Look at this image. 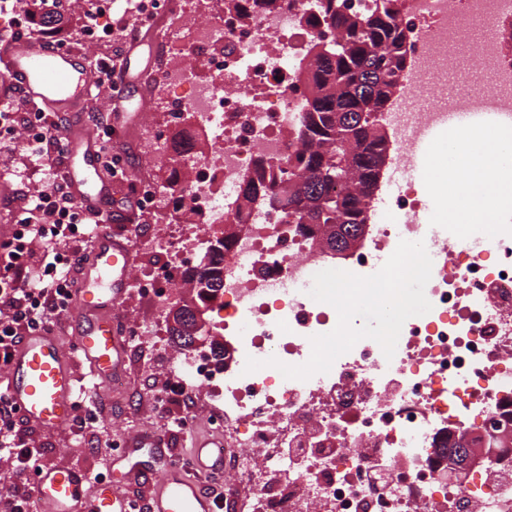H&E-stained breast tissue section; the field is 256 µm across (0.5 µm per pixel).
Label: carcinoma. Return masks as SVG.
I'll list each match as a JSON object with an SVG mask.
<instances>
[{
	"mask_svg": "<svg viewBox=\"0 0 512 512\" xmlns=\"http://www.w3.org/2000/svg\"><path fill=\"white\" fill-rule=\"evenodd\" d=\"M324 18L341 29L342 37L332 45L317 42L312 47L307 117L294 130L301 148L289 159L286 172L271 175L259 167L240 206L248 207L258 194L269 193L298 213L297 223L328 226L330 242L359 229L383 145L377 123L369 116L395 93L394 77L405 68L406 57L405 33L394 22L391 0H375L373 11L361 16L340 14L330 2ZM212 252L210 242L201 263L189 272L202 304L221 290V270L214 266Z\"/></svg>",
	"mask_w": 512,
	"mask_h": 512,
	"instance_id": "1",
	"label": "carcinoma"
}]
</instances>
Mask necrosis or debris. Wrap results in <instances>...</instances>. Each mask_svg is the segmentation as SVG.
I'll use <instances>...</instances> for the list:
<instances>
[{"instance_id":"obj_1","label":"necrosis or debris","mask_w":512,"mask_h":512,"mask_svg":"<svg viewBox=\"0 0 512 512\" xmlns=\"http://www.w3.org/2000/svg\"><path fill=\"white\" fill-rule=\"evenodd\" d=\"M406 34L407 64L394 111V166L413 163L418 141L446 118L464 116L485 142L512 115V0H393ZM323 0H178L156 43L176 56L198 48L193 66L165 68L166 127H188L214 147L207 160L185 152L182 206L204 226L243 230L224 252V301L216 328L237 357L224 371L214 412L224 426V479L261 473L279 493L256 490L243 512H512V467L496 464L467 481L447 479L436 451L456 431L491 429L512 406V225L489 206L477 224H441L422 198L443 196L451 179L411 185L376 213L362 245L337 263L300 235L287 211L236 202L257 162L287 168L300 148L289 136L304 115L297 77L320 39L312 23ZM204 19L184 30V14ZM489 78L449 87L462 39ZM134 287L161 301L196 256L179 240ZM421 283L417 300L402 280ZM382 297L405 314L387 333H369L352 304Z\"/></svg>"}]
</instances>
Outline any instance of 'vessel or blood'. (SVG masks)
<instances>
[{
  "label": "vessel or blood",
  "instance_id": "obj_1",
  "mask_svg": "<svg viewBox=\"0 0 512 512\" xmlns=\"http://www.w3.org/2000/svg\"><path fill=\"white\" fill-rule=\"evenodd\" d=\"M144 73L136 48H129L115 74L123 89L113 101L115 122L126 120L134 111ZM0 82L18 88L43 111L76 112L90 96L92 67L79 54L14 39L0 46ZM447 132L443 125L423 137L410 175L427 174L429 150ZM62 135L63 178L98 221L94 258L82 270L71 319L81 359L103 381L123 374L126 365L119 313L128 293L131 248L111 229L118 213L110 206L112 184L103 174L91 130L70 123ZM6 392L27 422L47 431L71 425L77 378L54 334L24 336L10 365ZM191 462V469L185 470L163 461L153 475L151 512H220V502L205 491L203 481L223 474V442L195 439ZM34 496L43 512H128L126 497L117 486L92 484L88 474L75 467H43L35 480Z\"/></svg>",
  "mask_w": 512,
  "mask_h": 512
}]
</instances>
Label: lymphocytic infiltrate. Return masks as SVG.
I'll list each match as a JSON object with an SVG mask.
<instances>
[{
	"label": "lymphocytic infiltrate",
	"instance_id": "obj_1",
	"mask_svg": "<svg viewBox=\"0 0 512 512\" xmlns=\"http://www.w3.org/2000/svg\"><path fill=\"white\" fill-rule=\"evenodd\" d=\"M34 135L46 173L41 187L27 195L10 235L0 241V366L11 364L22 336L53 329L68 318L84 263V245L95 221L68 186L52 171L60 150L59 127L42 112L0 113V140L16 133ZM52 248L47 262L35 259L36 245ZM19 408L0 391V454L11 459L16 483L0 491V512H32V488L42 467L41 449L29 443L19 424Z\"/></svg>",
	"mask_w": 512,
	"mask_h": 512
}]
</instances>
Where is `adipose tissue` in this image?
I'll list each match as a JSON object with an SVG mask.
<instances>
[{"label": "adipose tissue", "mask_w": 512, "mask_h": 512, "mask_svg": "<svg viewBox=\"0 0 512 512\" xmlns=\"http://www.w3.org/2000/svg\"><path fill=\"white\" fill-rule=\"evenodd\" d=\"M475 132H461L449 147L459 161L452 189L457 198L454 218L458 223L473 222L494 194H512V173L503 164L512 160V136L499 134L495 143L482 146Z\"/></svg>", "instance_id": "adipose-tissue-1"}]
</instances>
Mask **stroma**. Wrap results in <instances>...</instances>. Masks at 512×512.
I'll list each match as a JSON object with an SVG mask.
<instances>
[{"label":"stroma","instance_id":"stroma-1","mask_svg":"<svg viewBox=\"0 0 512 512\" xmlns=\"http://www.w3.org/2000/svg\"><path fill=\"white\" fill-rule=\"evenodd\" d=\"M87 0H65L63 14L68 21L62 31L68 37L69 48L90 59H103L116 63L124 56L128 41L119 38L97 47H89L77 33L75 20L78 12L86 9ZM141 51L150 69L149 79L143 89V100L137 112L112 128V151L124 161V176L112 180V203L122 210L117 231L125 240L141 237L164 240L173 235L190 241L199 234L192 222L167 224L159 221L157 214L136 210L134 186L151 182L165 186L167 196L173 197L184 188L187 173L168 161L167 147L156 144L150 135L153 126L161 124L160 112H150L146 103L164 94L160 79L163 69L155 42L150 32H140ZM41 171L31 164L20 140L0 146V184L5 191L0 194V239L11 228L10 216L22 205L24 195L38 189ZM167 305L141 300L136 292H128L122 306L124 324H138L148 329L146 344H127V364L120 380L90 384L88 370L75 365L74 372L84 387L82 397L90 405H102L96 423H74L69 429L47 432L27 426L26 431L36 446L42 448L44 461L53 465L80 468L87 473H104L107 480L119 484L127 498L139 500L143 507H150L152 484L146 479L127 474L122 453L142 435L159 433L172 457H188L191 437H219L223 428L213 427L207 410L213 395L207 388L197 386L190 378H179L188 351L176 345L169 336L166 318ZM181 379L183 389L172 394L171 402L158 407L154 393L165 383ZM193 418L191 432L178 430L177 420L183 415Z\"/></svg>","mask_w":512,"mask_h":512}]
</instances>
